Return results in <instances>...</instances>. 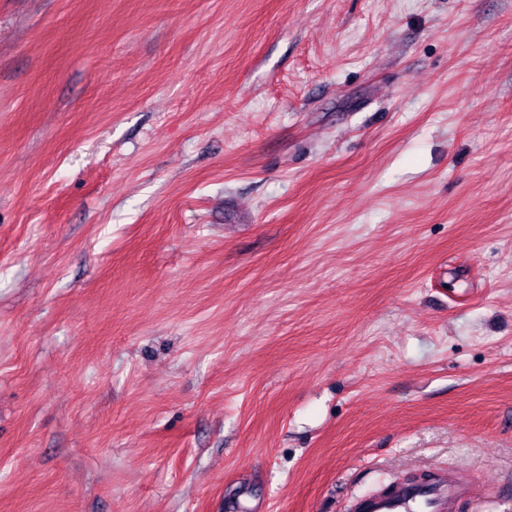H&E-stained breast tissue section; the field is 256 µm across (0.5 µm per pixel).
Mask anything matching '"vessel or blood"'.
Masks as SVG:
<instances>
[{"mask_svg":"<svg viewBox=\"0 0 512 512\" xmlns=\"http://www.w3.org/2000/svg\"><path fill=\"white\" fill-rule=\"evenodd\" d=\"M471 492L460 471L448 470L426 482L403 481L387 491L353 498L349 508L351 512H456Z\"/></svg>","mask_w":512,"mask_h":512,"instance_id":"1","label":"vessel or blood"}]
</instances>
